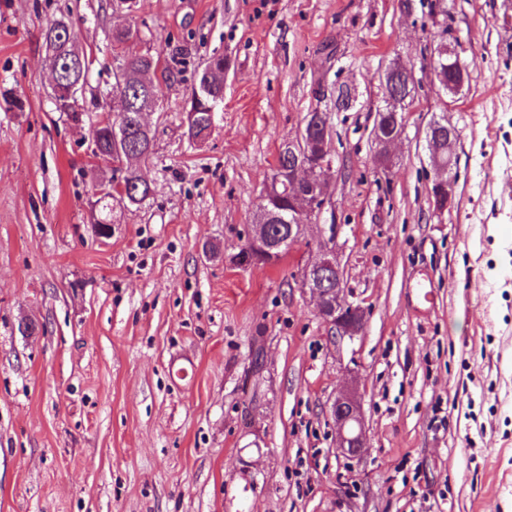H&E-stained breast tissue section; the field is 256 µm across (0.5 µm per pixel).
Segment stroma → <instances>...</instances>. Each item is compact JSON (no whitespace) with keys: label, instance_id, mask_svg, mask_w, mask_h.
<instances>
[{"label":"stroma","instance_id":"1","mask_svg":"<svg viewBox=\"0 0 512 512\" xmlns=\"http://www.w3.org/2000/svg\"><path fill=\"white\" fill-rule=\"evenodd\" d=\"M430 4L138 0L129 17L112 0H0V512H512V0H448L470 75L456 96L429 67ZM59 18L89 63L78 122L52 96ZM129 23L136 39L113 46ZM147 53L176 81L136 165L152 193L131 206L99 193L114 170L92 127L120 59ZM216 54L224 101L197 143L186 92ZM394 60L416 89L384 170L372 130ZM341 83L357 100L339 112L315 92ZM315 106L337 157L320 221L340 225L345 293L365 310L351 342L300 286L315 247L230 261ZM435 114L460 134L441 214ZM176 353L197 362L191 387L169 378ZM352 382L356 459L327 414ZM44 38L47 46L54 45L57 49L61 50L70 40L74 39V34L68 23L62 20H55L47 25ZM447 162H448V181H441V178H438L434 181L433 187L431 190L432 204L436 211L442 212L445 211L448 206L453 201L455 185L457 182L456 175H450L449 167L451 165V156H448L447 152Z\"/></svg>","mask_w":512,"mask_h":512}]
</instances>
